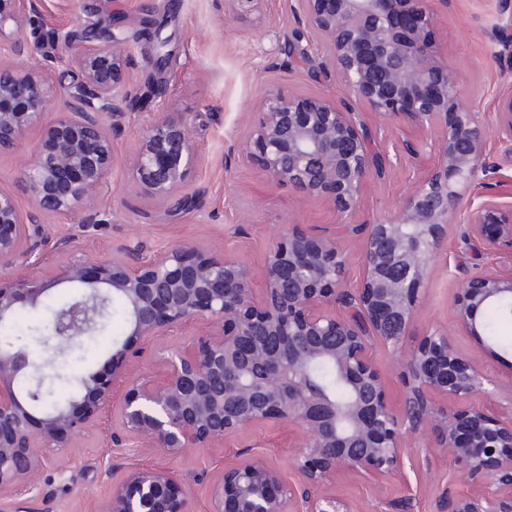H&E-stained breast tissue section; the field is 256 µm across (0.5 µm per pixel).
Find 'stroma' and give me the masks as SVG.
<instances>
[{
  "label": "stroma",
  "instance_id": "stroma-1",
  "mask_svg": "<svg viewBox=\"0 0 512 512\" xmlns=\"http://www.w3.org/2000/svg\"><path fill=\"white\" fill-rule=\"evenodd\" d=\"M174 4L170 29L176 36L175 56L157 81L140 45L128 43L130 63L126 80L138 98L126 122L111 129L113 160L95 204L111 209L112 220L89 228L58 217L47 218L42 240L47 264L58 258V243L69 239L75 253L106 258L127 246L139 245L142 259L183 242L235 256L254 272H261L266 253L284 224L305 231L328 224H379L391 219L410 180L422 175L434 158L436 134L422 131L407 117L386 120L363 104L355 109L372 133L383 155L382 171L371 177L360 204L342 217L325 202L308 200L291 187L271 182L256 167L238 156V144L256 119V107L268 93L344 94L335 74L311 79L306 63L290 56L288 44L306 31L302 15L291 0H260L245 18L231 15L229 0H33L29 20L9 28V37L29 36L32 24L43 31L83 29L89 22L106 19L128 30L149 17L152 9ZM437 22L434 39L456 74L458 90L483 123L485 161L474 189L481 198L505 197L512 188L501 178L512 173V158L502 151L489 105L505 87L495 47L486 32L512 18V0H431ZM183 114L192 121V141L201 163L183 186L195 193L192 208L176 209L173 199L157 198L132 186L129 175L137 140L157 108ZM42 131L28 130L17 148L0 151V190L15 193L21 211L31 201L21 193L18 177L25 155L39 143ZM421 144L414 156L405 143ZM462 225H454L442 243L431 269L418 322L406 338L414 345L433 329L450 334L452 345L502 382L512 381V349L488 344L486 337L459 331L455 306L466 278L512 269V248L490 252L462 238ZM115 345L110 331L98 332L93 342L65 350L54 343L41 348L44 359L65 363L68 378L87 370L107 371ZM288 431L283 427L254 428L240 434L234 447L253 446L255 455L279 470L288 481L297 474L289 462ZM223 449L192 450L165 460L153 452L111 446L105 434H89L79 447L54 452L37 481L48 495L50 512H95L104 493L96 474L109 464H153L192 474V512H207L208 490ZM462 473L446 457L435 454L427 467L405 460L401 476L373 484L359 477H338L331 490L351 512H440V499L459 490Z\"/></svg>",
  "mask_w": 512,
  "mask_h": 512
}]
</instances>
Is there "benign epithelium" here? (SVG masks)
Returning a JSON list of instances; mask_svg holds the SVG:
<instances>
[{
    "label": "benign epithelium",
    "instance_id": "benign-epithelium-1",
    "mask_svg": "<svg viewBox=\"0 0 512 512\" xmlns=\"http://www.w3.org/2000/svg\"><path fill=\"white\" fill-rule=\"evenodd\" d=\"M30 0H0V34L17 25ZM310 37L323 53L310 77L336 74L344 96L267 94L258 119L239 144L241 159L302 196L327 202L338 214L358 207L378 166L372 136L352 103L387 120L405 115L441 131L433 166L411 182L397 214L380 224H334L290 230L268 251L263 288L243 261L192 243L178 244L148 263L126 247L110 258H87L59 243L63 256L50 277L15 272L42 262L46 216L76 224H107L92 206L112 162L107 126L130 110L124 78L126 42L106 22L82 31L58 30L51 43L67 54L76 75L54 85L42 39L0 40V149L42 129L20 169L32 209L0 190V320L33 307L68 283L80 296L54 318L51 337L62 347L93 332L114 295L127 305L130 332L110 355L111 370L76 378L77 395L39 411L16 390L35 363L27 353L0 350V506L42 492L36 476L57 448H72L108 426L110 442L177 458L214 448L249 428L288 426L298 480L290 483L246 450L225 456L208 493V512H352L328 492L336 476L379 483L400 473L409 442L444 453L466 485L450 512H512V390L509 414L496 402L502 386L435 330L413 348L405 337L418 320L433 261L452 224L490 249L512 248V208L486 199L468 211L459 204L486 171L478 113L460 97L453 71L433 41L428 0H297ZM498 57L512 59L508 27L492 26ZM498 141L512 157V91L493 99ZM199 157L188 118L158 111L139 138L133 183L172 197ZM362 238L363 270L348 286L338 245ZM512 301V273L467 278L457 327L480 335L484 313ZM344 313L337 314L336 307ZM200 327L183 334L185 327ZM174 338L159 374L131 371L145 347ZM392 347L404 390L393 408L372 356V342ZM319 360L336 364L347 396L338 401L311 375ZM105 494L97 512H189L187 475L162 464H112L98 473Z\"/></svg>",
    "mask_w": 512,
    "mask_h": 512
}]
</instances>
